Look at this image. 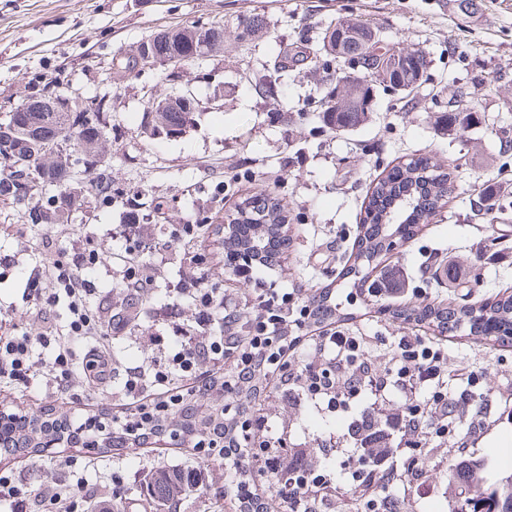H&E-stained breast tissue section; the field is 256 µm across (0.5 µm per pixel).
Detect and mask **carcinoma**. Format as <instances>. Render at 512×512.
<instances>
[{
  "instance_id": "cac0c4a2",
  "label": "carcinoma",
  "mask_w": 512,
  "mask_h": 512,
  "mask_svg": "<svg viewBox=\"0 0 512 512\" xmlns=\"http://www.w3.org/2000/svg\"><path fill=\"white\" fill-rule=\"evenodd\" d=\"M224 39V26L207 22L182 33L178 43H160L154 47L159 62L188 63L207 53V47L196 38V30ZM371 30L350 19L332 21L321 33L315 52L333 58L347 59L366 70L380 66L384 77L378 84L390 87L408 96L421 81L426 61L415 51L400 48V63L389 68L385 54L379 49H364ZM59 81H49L33 92V103L51 102L49 95L56 92ZM79 105L69 112H25L23 117L6 115L0 128L9 132L7 146H0V163L11 168L13 187L0 184V196L17 197L16 180L27 175L30 169L48 168L58 175L76 172L82 162V153L93 152L99 140L109 135L101 122L102 98L74 96ZM157 101L166 103L164 112L146 113V133L151 136L170 137L186 131L195 120L196 113L185 105L169 101V96ZM372 86L360 80L349 83L336 78L319 99L322 122L332 130H345L362 124L372 111ZM453 123L444 127L452 138L462 137L475 120L474 113H451ZM70 144L63 159L46 164L47 147ZM99 186L93 200L98 207L112 204V168L108 161L99 166L96 178ZM456 191L453 171L441 168L426 156L393 167L374 186L360 219L355 249L348 257L343 275L357 276L396 245L418 235L422 225L445 205ZM72 184L59 183L52 178L44 185V194L35 201L43 211L63 216L68 221L73 213ZM236 221L224 229V252L231 256L258 257L272 264L288 250L290 238L283 231L285 217L276 198L249 196L236 206ZM395 320L409 318L431 326L441 336H475L490 339L499 345L512 344V293L505 290L478 306H457L453 303L421 310L396 308L389 313ZM224 418V402L209 407L208 414L193 431L203 434ZM11 443L9 454L27 456L40 452L38 448L16 446L9 422L0 425V439ZM487 464L480 458L461 457L449 465L451 486L460 489L451 512H459V504H470L468 512H502L500 501L512 495V470L500 472L490 478L485 475ZM145 493L147 512H178L198 483L196 471L187 467L159 468L147 473Z\"/></svg>"
}]
</instances>
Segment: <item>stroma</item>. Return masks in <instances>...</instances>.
<instances>
[{"mask_svg": "<svg viewBox=\"0 0 512 512\" xmlns=\"http://www.w3.org/2000/svg\"><path fill=\"white\" fill-rule=\"evenodd\" d=\"M263 15L265 27L239 38L238 23ZM370 25L383 43L403 44L427 60L423 83L411 101L375 86L373 111L360 126L325 128L303 103L318 96L330 78L351 73L341 59L312 58L316 37L334 18ZM220 20L224 49L187 64H144L139 46L163 29ZM63 72L69 92L82 96L108 93L112 133L105 155L112 164V205L100 209L87 202L68 224H28L23 207L0 200V332L37 334V310L26 281L40 263L41 239L52 233L56 246L72 250L93 237L100 256L89 298L101 323L128 307L141 308L137 325L115 344L116 371L111 383H90L76 370L69 393H61L44 373L28 387L0 382V409L38 414L46 408L81 420L111 413L114 394L130 369L148 367L157 351L151 342L154 312L178 302L183 326L194 323L187 298L173 299L178 283L204 277L231 303L255 298V285L225 269L218 227L244 197L271 194L288 218L293 245L276 268L286 288H317L339 281L345 297L350 281L339 275L352 250L363 202L379 178L393 166L425 154L438 166H454L457 196L412 241L397 245L363 271V285L391 268H401L409 290L407 305L424 308L429 298L451 296L470 306L512 287V154L500 156L503 141L512 140V0H0V120L10 107L30 95L38 73ZM280 80L265 97L254 83L272 74ZM191 90L214 98L218 107L196 116L175 139L144 134V117L154 95ZM467 91L466 109L478 121L465 141H449L436 126L448 101ZM498 189L493 199L496 220L487 223L474 209L486 186ZM163 203L155 213L150 201ZM144 217V233L153 252L144 268L154 286L148 294L130 296L119 287L123 264L122 224L129 211ZM197 225L191 244L173 233ZM494 253V263L476 262L477 246ZM206 263H198L197 255ZM447 259L472 271L471 279L449 288L428 266ZM369 312L348 321L351 335L364 337L379 372L391 365V337L411 334L413 325L379 314V301L368 299ZM453 364L475 370L476 387L465 381L448 384V406L456 432L430 441L425 486H412L406 512H450L445 498L447 468L460 453L487 460L489 472L504 467L502 448L512 449V347L485 340L452 337ZM488 415L481 431L467 425L477 409ZM274 437L292 452L283 465L300 460L316 470L326 464L319 447L330 437L336 447H353L347 433L351 414L298 404L271 394L260 410ZM179 465L200 469L203 484L186 499L181 512H212L224 492L223 468L176 448L152 453H120L63 448L17 459L0 457V472L12 474L37 495V512L72 481L83 480L97 500H111L120 486L127 512H143L140 484L154 467Z\"/></svg>", "mask_w": 512, "mask_h": 512, "instance_id": "stroma-1", "label": "stroma"}]
</instances>
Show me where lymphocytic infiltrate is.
<instances>
[{
  "label": "lymphocytic infiltrate",
  "mask_w": 512,
  "mask_h": 512,
  "mask_svg": "<svg viewBox=\"0 0 512 512\" xmlns=\"http://www.w3.org/2000/svg\"><path fill=\"white\" fill-rule=\"evenodd\" d=\"M124 252L131 262L122 275L124 288L141 293L150 288L140 267L152 247L138 224L125 225ZM44 270L32 274L27 291L39 308L43 330L0 336V374L27 386L36 354L52 349L46 365L58 388H65L73 368V346L89 344L93 354L85 370L98 380L112 372L109 339H120L127 322L118 319L104 338L98 316L89 305V270L99 257L93 239L78 250L65 252L51 237L42 241ZM241 277L255 281V299L239 308L226 302L218 289L198 283L184 289L195 311L196 328L186 332L169 325L154 338L160 351L148 372H129L112 415V433L121 447L151 448L163 443L190 449L200 459L224 469V512H300L307 502H321L333 494H349L352 512H402L400 494L388 487H409L425 476L422 441L447 439L448 379L454 371L444 336H398L391 343L387 375L373 367L359 336L336 328V306L320 308L317 298L277 283L275 270L245 261ZM66 301L68 322L58 330L52 309ZM323 354L322 364L307 362L310 352ZM298 380L302 399L324 403L339 411L385 397L391 384L406 393L404 409L393 427L404 438L403 447L369 459L360 449L341 452L338 470L304 469L294 464L282 470L279 460L263 458L258 448L270 427L254 415L272 389L284 379ZM224 393V422L215 435L182 430L159 434L148 430L145 418L182 409L191 398H204L213 389Z\"/></svg>",
  "instance_id": "lymphocytic-infiltrate-1"
}]
</instances>
